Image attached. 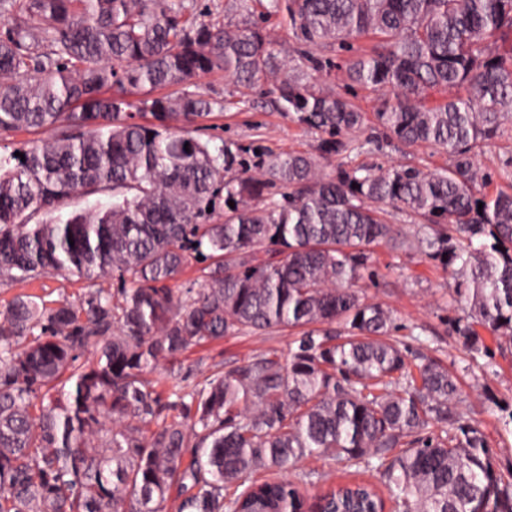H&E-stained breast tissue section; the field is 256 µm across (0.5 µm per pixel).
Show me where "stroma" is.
<instances>
[{"instance_id": "obj_1", "label": "stroma", "mask_w": 512, "mask_h": 512, "mask_svg": "<svg viewBox=\"0 0 512 512\" xmlns=\"http://www.w3.org/2000/svg\"><path fill=\"white\" fill-rule=\"evenodd\" d=\"M185 90L224 104L199 130L201 139L221 138L244 146L259 145L270 153H312L317 149L319 133L299 124L293 116L273 110L269 94L259 92L251 103H241L235 87L225 82L220 73L192 80L182 88H169L168 93L176 96ZM354 137L365 142L364 152L332 158L328 171L339 166L354 169L400 164H414L426 170L448 163L447 153L438 148H406L394 140L376 145V131L369 124L356 131ZM477 163L492 175L487 192L512 186V123H505L497 137L484 146ZM369 267L372 274L359 281V289L368 299L393 310L402 326L418 325L425 332L437 334V342L429 345L427 353L442 359L449 371L458 376L461 423L474 425L483 432L498 472L505 477L512 475V347L496 349L493 364L485 374H463L462 369L471 363L473 354L452 326L453 319L460 314L453 300L456 282L452 268L387 246L374 248ZM90 287L89 280L62 275L2 285L0 306L20 294H35L54 301L76 297ZM293 341V335L287 332L228 336L222 343L190 350L181 357L177 368L194 382L208 375L217 363L240 362L260 350L284 352Z\"/></svg>"}]
</instances>
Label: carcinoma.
<instances>
[{
    "instance_id": "1",
    "label": "carcinoma",
    "mask_w": 512,
    "mask_h": 512,
    "mask_svg": "<svg viewBox=\"0 0 512 512\" xmlns=\"http://www.w3.org/2000/svg\"><path fill=\"white\" fill-rule=\"evenodd\" d=\"M186 2L0 0L19 17L0 35V134L50 131L0 155V284L120 282L0 310V512H166L173 492L177 512H382L364 482L308 504L298 485L314 468L254 479L310 458L379 474L395 512H512L483 434L457 425V376L409 359L393 313L357 289L372 247L417 251L458 266L457 331L475 353L492 356L477 325L512 344V194L483 192L475 160L512 122V0H224L236 24ZM363 37L346 72L382 93L375 121L447 150L448 166L325 172L364 148L342 136L365 115L312 51ZM217 71L244 99L273 82L277 110L328 135L318 153L250 161L192 136L217 101L160 90ZM95 195L112 202L71 209ZM286 330V354L193 383L166 369L226 336Z\"/></svg>"
}]
</instances>
